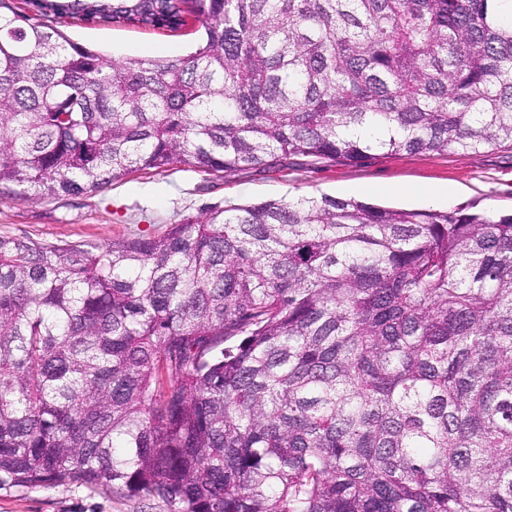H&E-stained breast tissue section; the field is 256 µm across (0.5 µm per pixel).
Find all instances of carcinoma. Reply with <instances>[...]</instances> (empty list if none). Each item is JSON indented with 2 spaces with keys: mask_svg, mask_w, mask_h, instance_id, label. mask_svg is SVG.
Instances as JSON below:
<instances>
[{
  "mask_svg": "<svg viewBox=\"0 0 512 512\" xmlns=\"http://www.w3.org/2000/svg\"><path fill=\"white\" fill-rule=\"evenodd\" d=\"M507 0H0V194L512 145ZM205 38L119 60L47 19ZM512 512V214L323 195L0 235V491Z\"/></svg>",
  "mask_w": 512,
  "mask_h": 512,
  "instance_id": "carcinoma-1",
  "label": "carcinoma"
}]
</instances>
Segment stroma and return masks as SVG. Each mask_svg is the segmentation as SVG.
Instances as JSON below:
<instances>
[{"label":"stroma","instance_id":"1","mask_svg":"<svg viewBox=\"0 0 512 512\" xmlns=\"http://www.w3.org/2000/svg\"><path fill=\"white\" fill-rule=\"evenodd\" d=\"M57 26L73 41L106 55L183 56L202 39L200 22L188 20L172 34L63 18ZM422 186L447 189L446 210L471 204L493 214L512 212V146L478 154H400L361 164L296 167L288 174L252 169L224 177L187 167L159 174H133L90 196L37 203L0 198V233H24L47 242L104 243L158 234L213 206L254 203L297 195L355 198L386 207L427 209ZM0 512H168L158 499L130 497L80 484L19 488L0 493Z\"/></svg>","mask_w":512,"mask_h":512}]
</instances>
